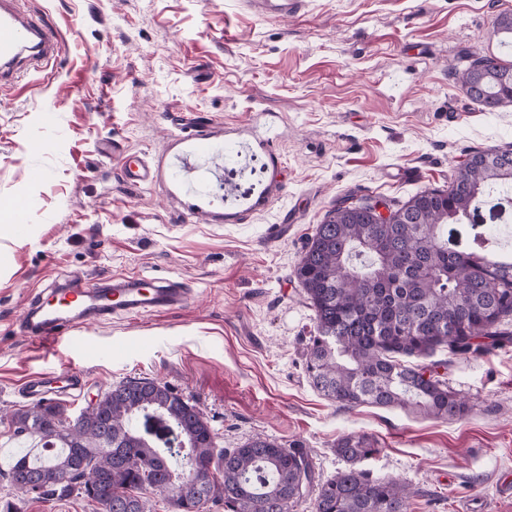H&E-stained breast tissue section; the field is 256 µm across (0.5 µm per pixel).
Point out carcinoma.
Returning a JSON list of instances; mask_svg holds the SVG:
<instances>
[{"label":"carcinoma","mask_w":512,"mask_h":512,"mask_svg":"<svg viewBox=\"0 0 512 512\" xmlns=\"http://www.w3.org/2000/svg\"><path fill=\"white\" fill-rule=\"evenodd\" d=\"M466 95L487 110L512 106V63L471 59L460 73ZM512 186V149L477 151L446 189H425L392 209L395 223L374 224L371 198L344 199L330 210L294 269L314 312L304 353L315 389L344 407H400L427 418L462 419L468 401L448 388L437 349L477 355L512 339V258H498L489 238L468 251L448 246L450 224L470 220L490 190ZM419 358L417 364L407 363ZM163 409L184 452L143 434L139 416ZM66 409L43 401L12 416L13 436L60 452L36 462L15 457L8 479L45 498L77 493L94 512H153L145 490L171 502L182 478V512L220 503L224 512H292L315 492L314 512H407L418 490L380 480L355 464L379 452L368 435L347 434L336 455L348 464L315 482L307 449L255 436L220 448L205 414L169 386L139 378L110 389L92 416L64 429Z\"/></svg>","instance_id":"1"}]
</instances>
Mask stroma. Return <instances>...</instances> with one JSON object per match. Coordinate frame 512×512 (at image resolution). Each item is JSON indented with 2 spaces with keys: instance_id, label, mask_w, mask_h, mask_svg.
<instances>
[{
  "instance_id": "stroma-1",
  "label": "stroma",
  "mask_w": 512,
  "mask_h": 512,
  "mask_svg": "<svg viewBox=\"0 0 512 512\" xmlns=\"http://www.w3.org/2000/svg\"><path fill=\"white\" fill-rule=\"evenodd\" d=\"M55 29L47 69L0 89V200L30 202L25 238L0 237V512H92L73 495L37 499L2 477L15 450L9 416L33 406L21 385L76 369L64 398L77 417L130 378L167 384L209 419L221 446L261 434L311 453L321 478L341 470L339 437H374L361 461L418 491L408 512H512V342L477 356L437 350L449 387L472 407L443 421L396 408L348 409L310 384L303 351L313 312L294 268L317 224L344 198L406 202L447 188L479 150L512 145V107L485 110L458 83L470 55L512 57L496 18L512 0H308L265 19L246 0H20ZM53 109L42 128L38 114ZM457 113L449 121V113ZM274 121L280 185L269 207L236 223L180 209L163 185L121 179L101 141L165 155L197 124L216 134ZM45 176L32 181L27 170ZM412 168L414 181L398 178ZM303 214L273 242L270 224ZM168 277L186 306L104 318L74 339L37 341L21 312L46 288L128 276Z\"/></svg>"
}]
</instances>
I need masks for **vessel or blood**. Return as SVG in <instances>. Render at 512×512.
I'll return each mask as SVG.
<instances>
[{
  "instance_id": "b4317fda",
  "label": "vessel or blood",
  "mask_w": 512,
  "mask_h": 512,
  "mask_svg": "<svg viewBox=\"0 0 512 512\" xmlns=\"http://www.w3.org/2000/svg\"><path fill=\"white\" fill-rule=\"evenodd\" d=\"M17 0H0V86L14 84L21 75L41 71L44 64L55 59L58 37L54 31L21 12ZM260 17L284 18L301 10L305 0H249ZM270 135L250 130L225 139L214 138L198 130L177 137L164 169L151 165L145 154L117 148L105 143V154L119 157L123 181L132 186L153 183L165 176L171 198L179 201L188 212L209 217L223 212L225 222L266 209L276 194L273 183H266L244 197L234 196L224 186V167L233 164L246 167L254 149H268ZM112 303L104 305L100 288L87 283L69 289L63 301L46 297L22 315L29 324L31 338L62 340L83 324L100 320L106 314L116 317L157 313L185 304L190 291L172 279L148 281L147 277L116 279L112 282Z\"/></svg>"
}]
</instances>
